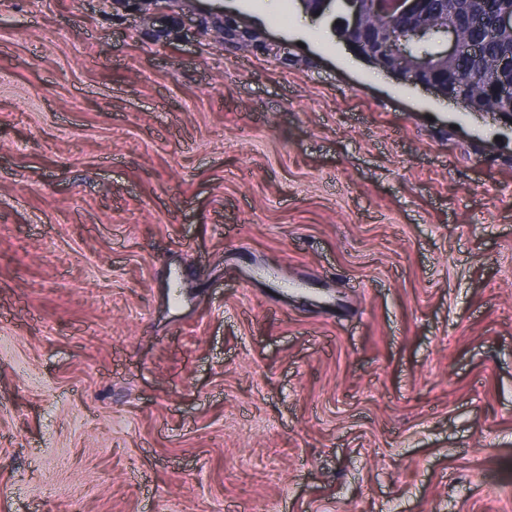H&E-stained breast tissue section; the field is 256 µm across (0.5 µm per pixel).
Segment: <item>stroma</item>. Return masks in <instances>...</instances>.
I'll use <instances>...</instances> for the list:
<instances>
[{
  "label": "stroma",
  "mask_w": 512,
  "mask_h": 512,
  "mask_svg": "<svg viewBox=\"0 0 512 512\" xmlns=\"http://www.w3.org/2000/svg\"><path fill=\"white\" fill-rule=\"evenodd\" d=\"M0 512H512V126L300 0H0ZM215 32L224 38V43L235 44L236 47L244 51L267 52L274 50L273 47L270 48L271 44L261 39L258 34L242 29L234 19L229 17L224 19L223 27L216 29Z\"/></svg>",
  "instance_id": "stroma-1"
}]
</instances>
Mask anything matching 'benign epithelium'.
<instances>
[{
  "instance_id": "7a95c632",
  "label": "benign epithelium",
  "mask_w": 512,
  "mask_h": 512,
  "mask_svg": "<svg viewBox=\"0 0 512 512\" xmlns=\"http://www.w3.org/2000/svg\"><path fill=\"white\" fill-rule=\"evenodd\" d=\"M338 2L345 11L337 28L340 39L372 66L414 86L433 91L464 109L497 117L512 124V49L492 62L490 90L462 93L458 89L457 65L464 50L474 51L476 42L463 40L465 23L448 11V2L435 11L426 0H302L307 12L322 16ZM491 33L512 37V9H502L488 0ZM216 34L224 43L244 51L267 52L270 44L225 18Z\"/></svg>"
}]
</instances>
